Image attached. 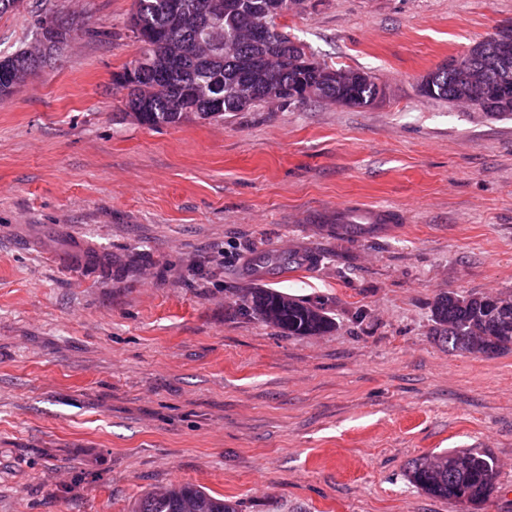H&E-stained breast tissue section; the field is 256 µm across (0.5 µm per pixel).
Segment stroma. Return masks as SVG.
Returning <instances> with one entry per match:
<instances>
[{"label":"stroma","mask_w":512,"mask_h":512,"mask_svg":"<svg viewBox=\"0 0 512 512\" xmlns=\"http://www.w3.org/2000/svg\"><path fill=\"white\" fill-rule=\"evenodd\" d=\"M134 6L0 15V56L40 17L79 21L0 97V512H133L179 483L239 512H512V353L432 337L438 294L512 289V118L420 89L512 0H305L288 33L380 100L157 129L115 83L142 54ZM341 210L394 220L347 233ZM268 253L318 262L253 271ZM254 287L324 303L335 329L243 314ZM449 448L496 458L480 506L405 477Z\"/></svg>","instance_id":"obj_1"}]
</instances>
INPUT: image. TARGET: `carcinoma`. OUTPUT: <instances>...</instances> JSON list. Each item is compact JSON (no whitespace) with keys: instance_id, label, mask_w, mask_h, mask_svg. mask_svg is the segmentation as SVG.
Instances as JSON below:
<instances>
[{"instance_id":"1","label":"carcinoma","mask_w":512,"mask_h":512,"mask_svg":"<svg viewBox=\"0 0 512 512\" xmlns=\"http://www.w3.org/2000/svg\"><path fill=\"white\" fill-rule=\"evenodd\" d=\"M224 0H136L134 35L156 38L157 48L147 49L154 68L143 73L135 85H127L117 74L116 84L128 90L127 96L147 104V111L132 116L149 128L175 127L189 116L201 120L224 117L226 112H244L266 103L264 97L241 96L244 58H275L271 68L253 73L262 87L284 85L300 92L320 86L319 100L349 107L374 104L383 95L363 71L347 68V82L321 85L324 63L313 59L300 68L296 60L306 47L294 40L279 23L283 0H235L233 10L202 26L207 13ZM266 12L279 34L270 41L245 37L250 18ZM59 27L57 38L46 50L24 49L0 60L12 74V81L0 84V96H9L46 58L67 44L74 22L52 19ZM472 82L463 84L457 74L429 72L425 77L429 97L452 104L471 102L489 96L494 104L483 109L491 117L512 115V49L508 57H498L495 66L485 67L484 57L470 59ZM240 310L276 326L287 336H316L333 330L335 323L320 303H310L273 288H251L240 297ZM433 338L461 354H480L491 345L495 353L512 351V290L495 294L444 292L432 305ZM407 480L422 492L440 499L465 500L480 505L494 490L498 476L494 457L479 448L450 450L411 460L405 469ZM135 512H238L237 504L215 498L192 484H172L162 491L146 494Z\"/></svg>"}]
</instances>
